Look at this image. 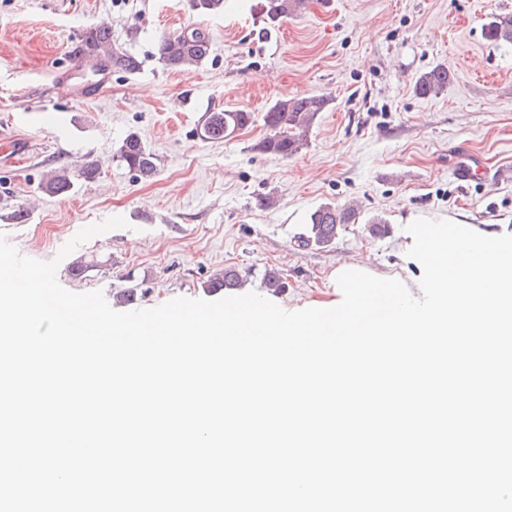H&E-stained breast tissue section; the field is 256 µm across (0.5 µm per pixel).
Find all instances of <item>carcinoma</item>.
Segmentation results:
<instances>
[{"label":"carcinoma","instance_id":"obj_1","mask_svg":"<svg viewBox=\"0 0 512 512\" xmlns=\"http://www.w3.org/2000/svg\"><path fill=\"white\" fill-rule=\"evenodd\" d=\"M190 3L194 10L204 14L224 10V0H190ZM305 6L306 0H264L262 10L266 20L274 25ZM486 37L496 45L512 46V15L497 16L489 21ZM208 46L210 39L204 31L185 29L161 37L155 57L162 66L171 69L199 65L210 55ZM74 54L83 60L84 70L99 74L111 69L132 74L140 68L138 58L116 44L112 40V31L106 27H88ZM450 75L448 67L437 66L418 78L416 90L421 95L437 94L448 86ZM326 104L327 100L323 98L308 96L275 102L263 115L269 134L257 144L258 149L283 158L295 155L306 144L313 124ZM253 123V113L242 109L209 112L201 126V135L210 140H225ZM118 154L126 168L141 179H151L158 172L157 158L135 133L123 139ZM97 172L98 168L90 162L82 164L74 173L68 168H61L46 177L42 189L48 194H66L74 187V177L89 180ZM355 220L354 210L323 204L309 214L303 232L296 236V244L301 249L328 248L345 225L353 224ZM262 284L269 293L276 295L285 292L287 287L282 271L269 267L264 269ZM240 285V272L227 267L222 274L207 282L205 290L217 294L237 289Z\"/></svg>","mask_w":512,"mask_h":512}]
</instances>
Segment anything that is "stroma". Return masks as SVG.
I'll return each instance as SVG.
<instances>
[{"mask_svg":"<svg viewBox=\"0 0 512 512\" xmlns=\"http://www.w3.org/2000/svg\"><path fill=\"white\" fill-rule=\"evenodd\" d=\"M260 3L225 0L223 13L203 15L189 0H0V234L19 254L59 259L64 288L98 289L110 303L142 289L140 309L206 298L205 282L230 266L258 293L274 266L288 282L275 303L309 308L335 301L330 276L343 262L367 257L420 279L403 250L411 216L512 233V48L485 36L512 0H309L272 30ZM102 22L141 66L94 87L73 69V49ZM194 27L210 38L209 58L190 70L158 63V39ZM439 65L452 73L448 87L416 93ZM297 96L327 105L291 158L258 150L259 120L221 142L200 135L205 113L259 117ZM131 132L157 158L152 179H135L117 156ZM459 145L500 172L495 188L454 180ZM86 161L98 165L94 180L63 196L43 191L48 172ZM324 203L355 206L356 222L332 247H297ZM20 209L28 218L18 224ZM376 215L390 226L380 238L366 229ZM113 216L126 228L58 258L81 228ZM82 258L96 266L72 279Z\"/></svg>","mask_w":512,"mask_h":512,"instance_id":"1","label":"stroma"}]
</instances>
